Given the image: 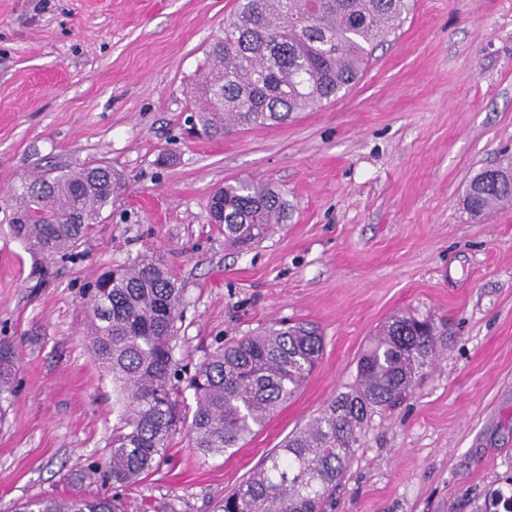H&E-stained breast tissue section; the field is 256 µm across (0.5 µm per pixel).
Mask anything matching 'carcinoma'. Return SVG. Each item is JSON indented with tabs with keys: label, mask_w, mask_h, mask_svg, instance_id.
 Returning <instances> with one entry per match:
<instances>
[{
	"label": "carcinoma",
	"mask_w": 512,
	"mask_h": 512,
	"mask_svg": "<svg viewBox=\"0 0 512 512\" xmlns=\"http://www.w3.org/2000/svg\"><path fill=\"white\" fill-rule=\"evenodd\" d=\"M306 2L237 0L198 68V131L222 138L244 127L286 123L337 99L359 79L374 46L412 9V0H319L309 13ZM123 186L104 163L24 177L7 196L10 233L47 261L74 258ZM214 196L222 215L209 217L226 246L248 250L288 221V199L272 184L236 180ZM466 198L477 214L511 203L512 175L484 170ZM87 307L88 343L112 375L118 406L112 450L94 471L114 487L133 486L156 470L179 431L207 456L242 447L296 396L323 352L313 325H271L208 354L187 380L190 406L173 383L183 291L161 262L144 257L101 273ZM443 327L431 317L392 316L360 355L355 387L288 435L224 497L220 512H323L360 447L368 414L401 399L432 364ZM15 359L14 348L0 342V421L15 396ZM16 512H121V505L116 497L41 498Z\"/></svg>",
	"instance_id": "carcinoma-1"
}]
</instances>
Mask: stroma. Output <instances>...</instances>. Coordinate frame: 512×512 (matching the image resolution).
Listing matches in <instances>:
<instances>
[{"instance_id": "obj_1", "label": "stroma", "mask_w": 512, "mask_h": 512, "mask_svg": "<svg viewBox=\"0 0 512 512\" xmlns=\"http://www.w3.org/2000/svg\"><path fill=\"white\" fill-rule=\"evenodd\" d=\"M235 0H0V194L54 165L107 162L120 200L79 258L38 278L0 209V340L18 353L0 421V512L94 497L111 451L112 378L84 335L103 269L163 261L184 290L176 357L275 321L318 326L322 358L242 448L176 435L123 493L125 512H215L288 433L356 383L370 336L399 311L445 320L433 364L368 418L327 512H481L512 487V203L472 215L464 191L512 166V0H414L345 95L284 125L196 138L191 83ZM283 190L287 223L225 247L210 198L237 179Z\"/></svg>"}]
</instances>
